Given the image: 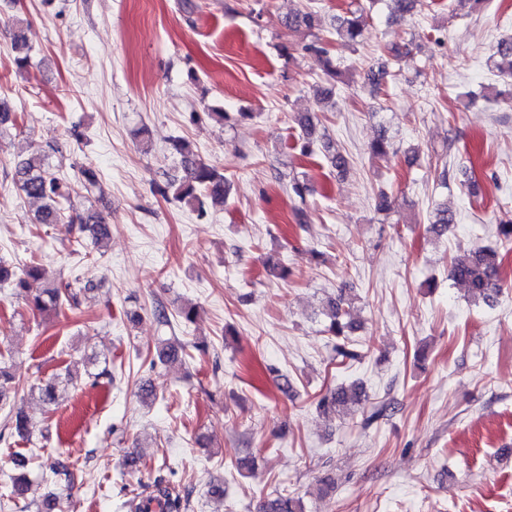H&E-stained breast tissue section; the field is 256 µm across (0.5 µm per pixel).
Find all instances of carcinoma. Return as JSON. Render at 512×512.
Here are the masks:
<instances>
[{
	"label": "carcinoma",
	"instance_id": "carcinoma-1",
	"mask_svg": "<svg viewBox=\"0 0 512 512\" xmlns=\"http://www.w3.org/2000/svg\"><path fill=\"white\" fill-rule=\"evenodd\" d=\"M321 23V15L313 8L291 14L283 20V24L288 28H304L309 31L320 28ZM336 34L348 43L359 41L363 35V22L361 17L357 16V12L351 10L348 15L338 19ZM303 50L324 64V77L313 86L317 97L323 102L332 100L336 90V79L341 76V72L336 69L330 58L328 41L316 34L313 41L304 45ZM494 58L498 70L506 68L512 73V40L500 42ZM296 122L304 132L302 152L306 155L313 153L312 144L317 133V124L309 115L297 117ZM175 149L187 162L186 175L180 181L169 183L168 188L172 189V195L176 200L192 206L198 216L203 218L207 215V201H223L227 198V182L216 168L192 159L193 152L189 142L179 140L175 143ZM325 150L327 161L337 171H344L351 165V157L346 151L336 149L329 143L325 145ZM15 171L19 189L26 196L43 202L40 211L34 216L35 224L57 223L72 195H77L81 191L89 192L98 183L96 171L83 165L79 166L75 181L62 179L46 169L44 158L40 155H33L18 162ZM71 220L79 224L96 225L94 244L98 247L107 237L106 228L99 217L77 214L71 217ZM430 223L434 230L445 231L449 225L456 223V216L446 206L436 207L430 217ZM499 267V245L478 246L467 256L452 261L450 277L462 284L470 300L477 304L488 301L491 293L501 288L498 279ZM42 277L41 267L33 259L13 269L0 261V285H11L16 295L22 297L32 310L41 314L57 316L66 309H76L80 305L81 296L98 287V284L92 281L77 282L75 286L65 290L56 287H35ZM323 314L329 321L326 332L332 336L346 337L357 329L353 322L345 320L349 312L344 307V299L341 297L328 298L323 307ZM183 354L185 346L182 344L167 343L157 350V358L161 363L174 360ZM14 384L15 379L9 367L5 365L4 354L0 352V409L7 405V398L14 389ZM72 385L74 382L70 372L58 373L39 387V394L45 404L56 406L61 393L67 392ZM361 405L362 391L357 385L331 390L318 401L320 410L342 415L355 414ZM5 419L11 423V429L18 437L32 440L33 432L23 415L8 413ZM187 506L186 490L176 488L160 479L145 484L143 491L129 501L132 512H186ZM259 512H305V508L301 498L281 493L273 499L264 501Z\"/></svg>",
	"mask_w": 512,
	"mask_h": 512
}]
</instances>
